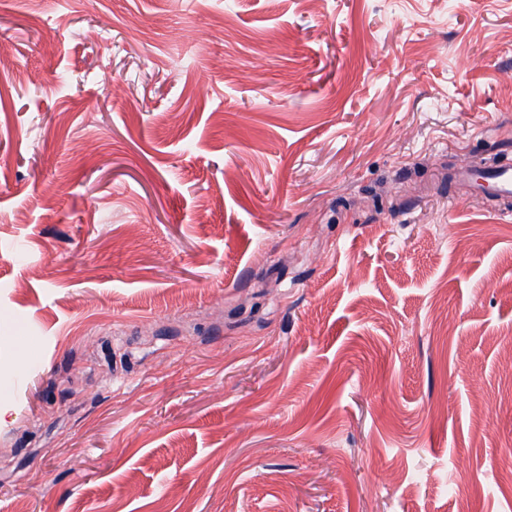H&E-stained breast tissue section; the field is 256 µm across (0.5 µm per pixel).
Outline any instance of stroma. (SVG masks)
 Instances as JSON below:
<instances>
[{
    "label": "stroma",
    "instance_id": "1",
    "mask_svg": "<svg viewBox=\"0 0 512 512\" xmlns=\"http://www.w3.org/2000/svg\"><path fill=\"white\" fill-rule=\"evenodd\" d=\"M0 512H512V0H0Z\"/></svg>",
    "mask_w": 512,
    "mask_h": 512
}]
</instances>
